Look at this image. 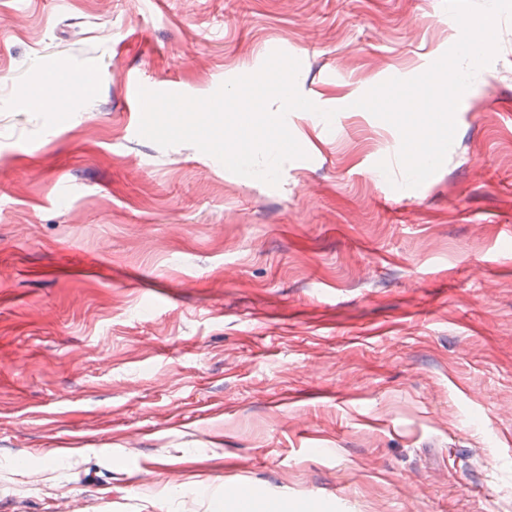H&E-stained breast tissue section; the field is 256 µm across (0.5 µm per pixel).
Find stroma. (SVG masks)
<instances>
[{"label": "stroma", "mask_w": 512, "mask_h": 512, "mask_svg": "<svg viewBox=\"0 0 512 512\" xmlns=\"http://www.w3.org/2000/svg\"><path fill=\"white\" fill-rule=\"evenodd\" d=\"M459 34L443 0H0V512H512V40L419 187L337 108ZM276 50L336 112L288 115L279 186L124 112Z\"/></svg>", "instance_id": "stroma-1"}]
</instances>
